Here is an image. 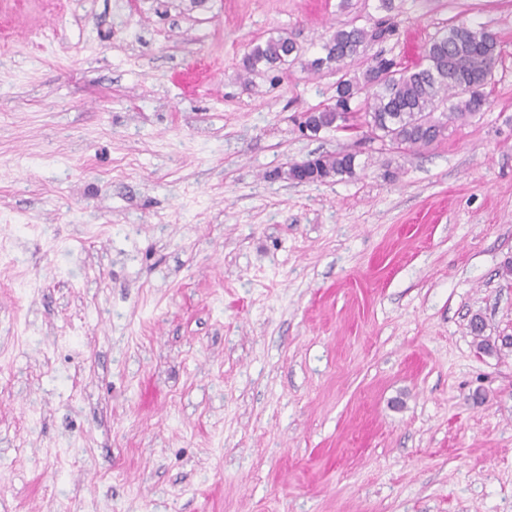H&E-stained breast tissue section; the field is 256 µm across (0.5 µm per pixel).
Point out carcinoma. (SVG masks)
<instances>
[{"label":"carcinoma","mask_w":512,"mask_h":512,"mask_svg":"<svg viewBox=\"0 0 512 512\" xmlns=\"http://www.w3.org/2000/svg\"><path fill=\"white\" fill-rule=\"evenodd\" d=\"M376 10L385 15L371 29L353 22L337 28L321 45L320 56L304 63L310 71L326 68L337 76L334 94L312 109L311 119L324 131L359 132L362 139L396 153L428 148L446 138L448 125L466 121L489 104L486 89L502 54L501 41L486 27L451 24L431 39L418 64L399 66L395 58L376 54L366 58L361 74L352 75L345 69L346 59L366 54L370 44L396 33L392 0H378ZM300 53L292 38L270 36L252 47L243 68L249 75L283 68ZM358 166L355 152L320 154L303 162L301 178L323 183L353 177ZM470 328L481 351L512 348L509 341L496 344L483 336L479 316L472 318Z\"/></svg>","instance_id":"1"}]
</instances>
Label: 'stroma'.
<instances>
[{
	"mask_svg": "<svg viewBox=\"0 0 512 512\" xmlns=\"http://www.w3.org/2000/svg\"><path fill=\"white\" fill-rule=\"evenodd\" d=\"M0 0V512H512V0H394L503 54L391 153L296 120L375 0ZM358 151L354 177L281 173ZM297 43L284 35L270 36L254 45L243 60L246 74H260L268 70L283 68L300 58Z\"/></svg>",
	"mask_w": 512,
	"mask_h": 512,
	"instance_id": "35a3bbf8",
	"label": "stroma"
}]
</instances>
